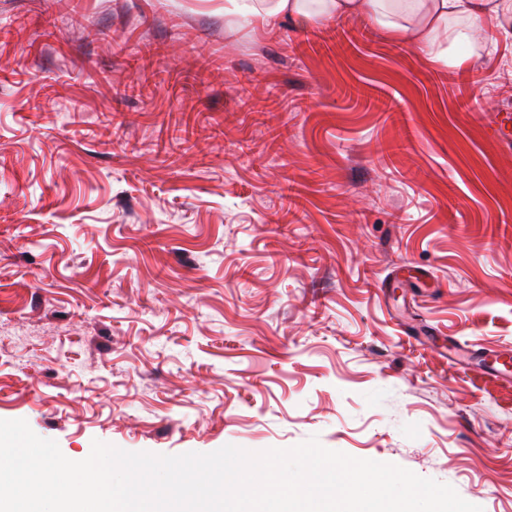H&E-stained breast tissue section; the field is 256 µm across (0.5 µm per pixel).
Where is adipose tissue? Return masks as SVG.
Instances as JSON below:
<instances>
[{
  "mask_svg": "<svg viewBox=\"0 0 512 512\" xmlns=\"http://www.w3.org/2000/svg\"><path fill=\"white\" fill-rule=\"evenodd\" d=\"M250 11L299 25L358 17L447 65L478 60L476 21L512 38V0H254Z\"/></svg>",
  "mask_w": 512,
  "mask_h": 512,
  "instance_id": "ef3b65f1",
  "label": "adipose tissue"
}]
</instances>
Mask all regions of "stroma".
<instances>
[{
    "mask_svg": "<svg viewBox=\"0 0 512 512\" xmlns=\"http://www.w3.org/2000/svg\"><path fill=\"white\" fill-rule=\"evenodd\" d=\"M476 29L449 66L353 17L0 0V419L74 461L315 435L512 512V39Z\"/></svg>",
    "mask_w": 512,
    "mask_h": 512,
    "instance_id": "1",
    "label": "stroma"
}]
</instances>
